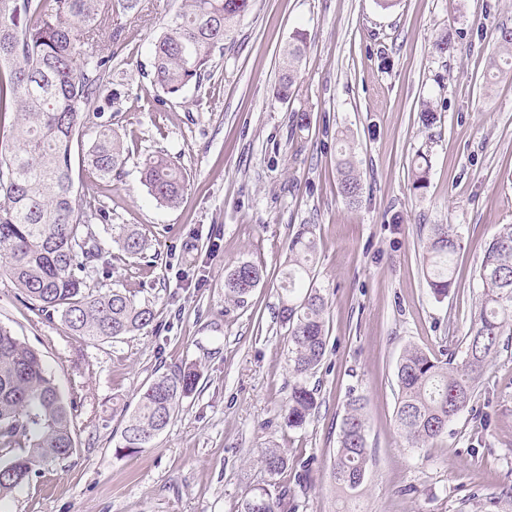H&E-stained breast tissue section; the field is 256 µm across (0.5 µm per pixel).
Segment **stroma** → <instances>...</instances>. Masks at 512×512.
Segmentation results:
<instances>
[{"instance_id": "35a3bbf8", "label": "stroma", "mask_w": 512, "mask_h": 512, "mask_svg": "<svg viewBox=\"0 0 512 512\" xmlns=\"http://www.w3.org/2000/svg\"><path fill=\"white\" fill-rule=\"evenodd\" d=\"M124 17L117 128L129 149L120 176L88 180L109 222L137 229L144 258L111 234L102 290L130 291L154 322L117 342L74 336L49 321L0 272V324L37 348L74 402L75 446L0 501V512H241L246 494L286 495L290 512H343L332 467L349 391L367 399L372 452L356 512H497L512 486V347L487 366L473 410L423 448L395 423L396 365L407 345L439 359L457 351L473 316L489 238L512 224V72L493 60L512 0H254L202 86L178 98L151 85V43L179 0H142ZM449 35L453 52L434 48ZM307 50L288 100L273 86L288 41ZM436 112L424 128L420 114ZM308 124H296L298 114ZM348 129L362 197L339 193L336 134ZM167 151L183 167L180 204H158L140 163ZM426 156V185L412 165ZM317 241L315 285L326 297V355L308 376L317 409L288 426L294 378L278 319L288 243L300 225ZM429 224H457L462 245L446 298L422 274ZM248 261L263 278L237 302L224 275ZM195 367L200 380L177 416L141 452L121 455V411L156 376ZM278 448L287 468L262 458Z\"/></svg>"}]
</instances>
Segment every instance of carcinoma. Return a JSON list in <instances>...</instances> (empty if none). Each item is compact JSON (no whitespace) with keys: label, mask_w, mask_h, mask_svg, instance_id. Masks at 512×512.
<instances>
[{"label":"carcinoma","mask_w":512,"mask_h":512,"mask_svg":"<svg viewBox=\"0 0 512 512\" xmlns=\"http://www.w3.org/2000/svg\"><path fill=\"white\" fill-rule=\"evenodd\" d=\"M253 0H181L179 10L153 40L147 77L175 98L210 76L215 53ZM143 10L141 0H0V269L39 314L60 319L74 335L90 341L119 339L149 326L153 310L121 290L100 292L98 266H107L98 225L107 221L95 195L75 194L72 159L80 119L92 113L95 136L86 150L96 179H112L128 156L114 126L121 109L112 94L115 46L129 39L121 16ZM305 45L284 49V65L273 94L286 100L296 85ZM498 55L512 67V29L499 37ZM336 155L340 194L359 202L362 180L348 134L341 132ZM142 179L161 205L173 207L185 190L183 168L164 150L142 161ZM131 258L147 239L127 228L119 235ZM458 224L428 225L423 277L436 297L454 283V256L461 246ZM316 241L302 225L288 244V270L279 318L288 333V367L296 381L285 419L303 425L317 403L305 378L322 361L327 342V301L314 287ZM262 271L242 262L224 277V295L238 302L256 287ZM482 288L461 355L438 361L422 349L405 347L397 363L396 422L409 448H423L470 410L489 362L503 337H512V224L487 243L478 270ZM200 373L180 369L154 378L135 408L123 415L119 454L152 447ZM366 401L349 394L342 418L332 477L353 499L363 486L370 460ZM74 403L65 402L38 350L0 325V501L28 482L42 465L73 454ZM264 466L281 473L287 458L266 452ZM242 512H288L285 497L267 491L243 501Z\"/></svg>","instance_id":"cac0c4a2"}]
</instances>
